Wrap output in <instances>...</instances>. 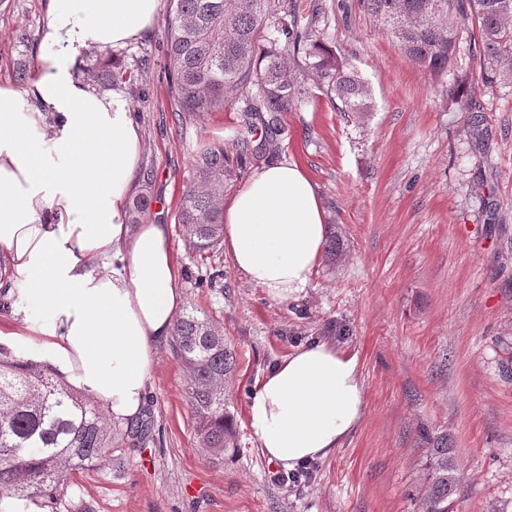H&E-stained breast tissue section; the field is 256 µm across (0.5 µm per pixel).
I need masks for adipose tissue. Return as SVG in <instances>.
I'll use <instances>...</instances> for the list:
<instances>
[{"label": "adipose tissue", "mask_w": 512, "mask_h": 512, "mask_svg": "<svg viewBox=\"0 0 512 512\" xmlns=\"http://www.w3.org/2000/svg\"><path fill=\"white\" fill-rule=\"evenodd\" d=\"M161 0H49L36 77L0 83V288L24 283L32 308L6 347L47 363L111 414L141 416L156 347L182 309L171 229L127 222L141 132L123 94L79 78L89 45L149 32ZM327 238L314 183L294 162L258 170L224 210L235 267L275 298L309 288ZM357 354L330 341L296 349L264 374L247 408L252 438L288 469L333 454L361 423Z\"/></svg>", "instance_id": "obj_1"}]
</instances>
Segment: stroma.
<instances>
[{
	"label": "stroma",
	"instance_id": "1",
	"mask_svg": "<svg viewBox=\"0 0 512 512\" xmlns=\"http://www.w3.org/2000/svg\"><path fill=\"white\" fill-rule=\"evenodd\" d=\"M48 2L0 0V82H14L18 63L35 70ZM324 4L319 30L368 83L373 107L361 122L322 101L285 115L280 159L306 170L343 248L287 299L248 282L226 247L197 253L177 223L198 144L231 143L243 116L231 101L178 114L162 43L168 0L149 34L116 50L126 64L147 62L142 81L120 91L140 106V165L156 174L154 207L172 226L183 301L217 320L238 355V451L217 459L201 448L184 369L161 343L145 444L123 464L73 471L62 495L71 512H421L440 435L460 469L454 512H512V82L475 87L480 60L464 44L447 74L432 75L362 0ZM215 270V286H195ZM325 340L357 353L364 417L309 479L285 485L250 436L248 402L279 360Z\"/></svg>",
	"mask_w": 512,
	"mask_h": 512
}]
</instances>
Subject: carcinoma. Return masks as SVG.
<instances>
[{
  "mask_svg": "<svg viewBox=\"0 0 512 512\" xmlns=\"http://www.w3.org/2000/svg\"><path fill=\"white\" fill-rule=\"evenodd\" d=\"M163 31L169 94L183 112L202 116L242 102L244 131L232 151L204 143L194 158L182 194L178 223L200 252L224 242V192L237 180L239 165L272 164L282 152L284 114L324 99L357 118L371 111L368 84L344 58L326 47L312 5L300 24L296 0H174ZM407 57L443 75L456 58L462 34L477 31L474 84L492 88L512 81V0H363ZM134 78L114 67L100 72L106 86ZM153 169L143 170L141 189L129 207V223L150 209ZM171 346L185 370V394L201 445L217 458L237 450L231 411V378L237 354L224 343L221 327L194 306L174 323ZM147 428L123 427L88 394L54 370L13 358L0 347V501L50 497L51 512H71L50 493L68 475L103 462ZM460 484L455 449L448 436L432 440L426 461L423 512H448Z\"/></svg>",
  "mask_w": 512,
  "mask_h": 512,
  "instance_id": "cac0c4a2",
  "label": "carcinoma"
}]
</instances>
